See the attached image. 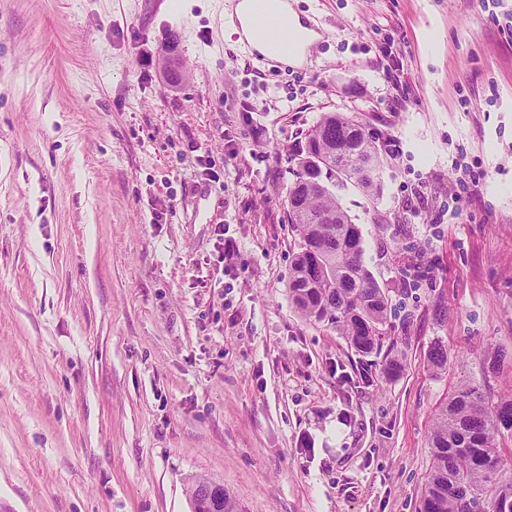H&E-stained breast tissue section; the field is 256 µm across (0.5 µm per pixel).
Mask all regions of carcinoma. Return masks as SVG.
<instances>
[{
	"label": "carcinoma",
	"mask_w": 512,
	"mask_h": 512,
	"mask_svg": "<svg viewBox=\"0 0 512 512\" xmlns=\"http://www.w3.org/2000/svg\"><path fill=\"white\" fill-rule=\"evenodd\" d=\"M289 188V224L298 238L288 297L307 320L327 323L361 354L381 349L388 299L362 260V232L336 190L354 184L378 197L380 157L362 125L342 113L321 116L299 151ZM512 435V396L492 401L480 386H460L434 416L431 468L421 512H512V482L496 484L498 440Z\"/></svg>",
	"instance_id": "cac0c4a2"
}]
</instances>
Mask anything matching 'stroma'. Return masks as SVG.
<instances>
[{"label":"stroma","instance_id":"obj_1","mask_svg":"<svg viewBox=\"0 0 512 512\" xmlns=\"http://www.w3.org/2000/svg\"><path fill=\"white\" fill-rule=\"evenodd\" d=\"M295 2L298 67L240 52L233 0H0V512H191L199 477L224 512H418L435 413L512 395V0ZM327 112L380 153V198L339 193L388 294L368 356L288 298Z\"/></svg>","mask_w":512,"mask_h":512}]
</instances>
